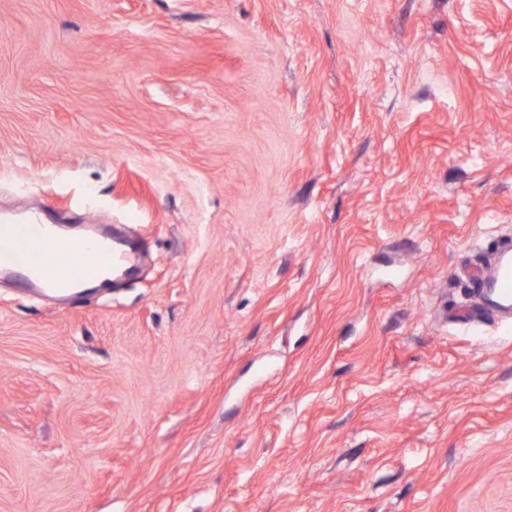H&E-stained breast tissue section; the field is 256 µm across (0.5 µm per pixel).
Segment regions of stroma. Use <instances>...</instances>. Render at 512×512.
<instances>
[{
	"instance_id": "obj_1",
	"label": "stroma",
	"mask_w": 512,
	"mask_h": 512,
	"mask_svg": "<svg viewBox=\"0 0 512 512\" xmlns=\"http://www.w3.org/2000/svg\"><path fill=\"white\" fill-rule=\"evenodd\" d=\"M0 512H512V0H0ZM22 222L25 224H11V218L2 219L0 236L2 240L9 238L17 255L0 259V277L13 279L24 288L59 291L76 287L72 266L85 257H92L98 266L116 273L133 263L131 251L110 226L98 225L97 236L78 239L54 233L50 224H40L36 215L26 216ZM30 227L34 231L28 234ZM472 290L478 296L491 294L512 316V240H502L494 262L483 260L470 274Z\"/></svg>"
}]
</instances>
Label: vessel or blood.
Segmentation results:
<instances>
[{
  "instance_id": "1",
  "label": "vessel or blood",
  "mask_w": 512,
  "mask_h": 512,
  "mask_svg": "<svg viewBox=\"0 0 512 512\" xmlns=\"http://www.w3.org/2000/svg\"><path fill=\"white\" fill-rule=\"evenodd\" d=\"M0 236L9 238L15 252L14 257L0 259V277L37 291L76 287L72 266L81 258H93L98 266L117 273L134 260L125 242L105 225L98 226L95 236L78 239L55 233L38 216L29 215L20 224L0 220ZM470 279L475 294L493 295L512 313V240H502L494 261H482Z\"/></svg>"
}]
</instances>
